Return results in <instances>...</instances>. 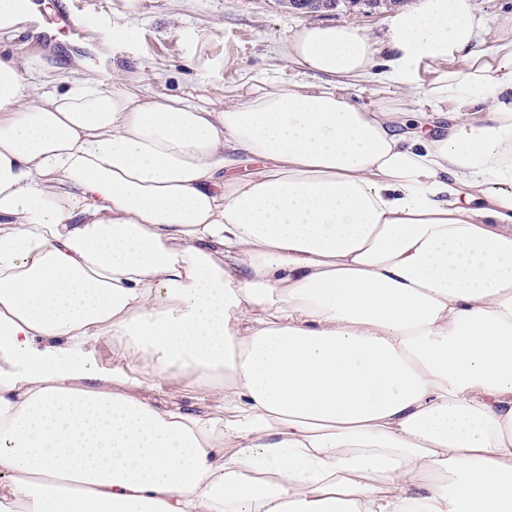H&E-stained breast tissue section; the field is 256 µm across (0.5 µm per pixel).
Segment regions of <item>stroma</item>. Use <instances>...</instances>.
Masks as SVG:
<instances>
[{"instance_id": "obj_1", "label": "stroma", "mask_w": 512, "mask_h": 512, "mask_svg": "<svg viewBox=\"0 0 512 512\" xmlns=\"http://www.w3.org/2000/svg\"><path fill=\"white\" fill-rule=\"evenodd\" d=\"M64 1L92 15L82 43L62 33L46 41L31 20L16 36L0 39V53L17 63L38 54L52 67L48 78L27 72L33 95L61 92L71 80L90 77L105 90L128 87L155 97L179 96L217 110L249 98L271 80L315 83V76L303 73L285 54L292 31L351 21L382 43L390 14L362 0H340L336 9L319 12L294 10L281 0H142L135 14L126 10L125 0H38L37 11L53 14ZM96 54L107 60L108 72L93 66ZM336 86L366 106L408 91L372 76L340 79Z\"/></svg>"}]
</instances>
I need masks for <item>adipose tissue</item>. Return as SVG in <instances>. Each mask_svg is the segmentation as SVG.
<instances>
[{
    "label": "adipose tissue",
    "instance_id": "1",
    "mask_svg": "<svg viewBox=\"0 0 512 512\" xmlns=\"http://www.w3.org/2000/svg\"><path fill=\"white\" fill-rule=\"evenodd\" d=\"M479 27L421 0L382 60L352 22L288 35L328 76L435 65L415 114L273 80L33 99L0 58V503L512 512V24Z\"/></svg>",
    "mask_w": 512,
    "mask_h": 512
}]
</instances>
